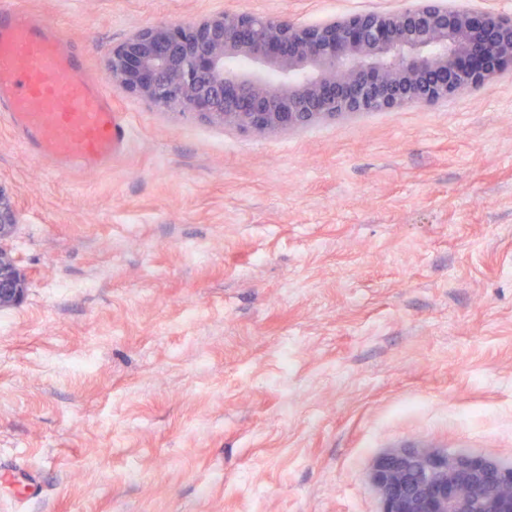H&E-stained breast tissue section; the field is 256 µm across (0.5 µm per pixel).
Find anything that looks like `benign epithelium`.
<instances>
[{
	"label": "benign epithelium",
	"instance_id": "7a95c632",
	"mask_svg": "<svg viewBox=\"0 0 512 512\" xmlns=\"http://www.w3.org/2000/svg\"><path fill=\"white\" fill-rule=\"evenodd\" d=\"M240 56L253 68L227 69ZM108 66L116 88L161 110L291 132L320 119L439 105L483 86L512 66V17L476 15L453 0L312 26L225 11L136 30L112 49ZM16 224L18 211L0 192V243ZM26 291L25 274L0 247V309L19 305ZM370 482L382 512H512L511 466L438 448L389 451Z\"/></svg>",
	"mask_w": 512,
	"mask_h": 512
}]
</instances>
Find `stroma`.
I'll list each match as a JSON object with an SVG mask.
<instances>
[{"mask_svg":"<svg viewBox=\"0 0 512 512\" xmlns=\"http://www.w3.org/2000/svg\"><path fill=\"white\" fill-rule=\"evenodd\" d=\"M93 75L165 20L413 0H18ZM131 128L57 174L0 124V512H381L394 448L512 465V75L245 133L110 86ZM18 224V211L14 204L0 191V309L15 307L25 298L27 279L13 258L2 247Z\"/></svg>","mask_w":512,"mask_h":512,"instance_id":"1","label":"stroma"}]
</instances>
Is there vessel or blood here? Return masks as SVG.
Instances as JSON below:
<instances>
[{
  "label": "vessel or blood",
  "instance_id": "obj_1",
  "mask_svg": "<svg viewBox=\"0 0 512 512\" xmlns=\"http://www.w3.org/2000/svg\"><path fill=\"white\" fill-rule=\"evenodd\" d=\"M0 115L58 173L107 165L129 138L68 36L15 0H0Z\"/></svg>",
  "mask_w": 512,
  "mask_h": 512
}]
</instances>
